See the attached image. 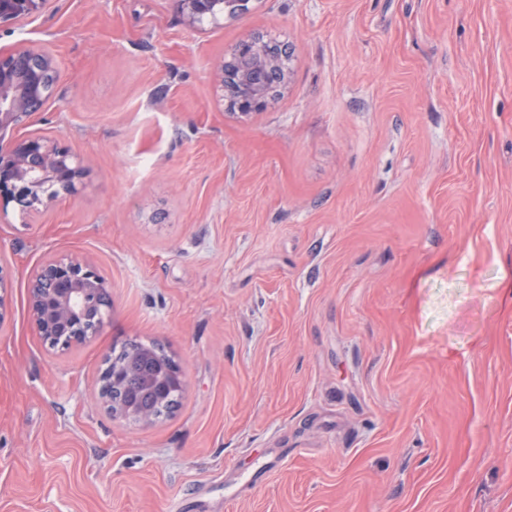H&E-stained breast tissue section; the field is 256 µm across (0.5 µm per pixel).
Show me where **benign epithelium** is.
Here are the masks:
<instances>
[{"instance_id":"benign-epithelium-1","label":"benign epithelium","mask_w":512,"mask_h":512,"mask_svg":"<svg viewBox=\"0 0 512 512\" xmlns=\"http://www.w3.org/2000/svg\"><path fill=\"white\" fill-rule=\"evenodd\" d=\"M53 0H0V23L26 22L49 7ZM188 26L224 15L221 0H177ZM289 55L278 59L267 53L258 36L241 39L219 65L217 77L227 107L242 116L268 109L285 86ZM59 79L57 64L46 50L19 46L0 51V216L13 206L22 213L40 212L59 197L76 195L84 184L85 170L72 151L42 135H13L9 130L25 125L54 94ZM28 304L40 335L52 341L69 336L81 323H94L91 335L105 327L112 297L96 267L71 255H56L33 270L28 282ZM137 361L123 367H106L100 396L136 378ZM144 393L166 387H185L182 375L172 370L154 371L141 383ZM112 417L147 425L151 417L143 406V393L128 402L113 404Z\"/></svg>"}]
</instances>
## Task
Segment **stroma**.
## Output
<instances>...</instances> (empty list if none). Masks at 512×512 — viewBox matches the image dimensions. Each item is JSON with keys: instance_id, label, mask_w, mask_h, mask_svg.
<instances>
[{"instance_id": "obj_1", "label": "stroma", "mask_w": 512, "mask_h": 512, "mask_svg": "<svg viewBox=\"0 0 512 512\" xmlns=\"http://www.w3.org/2000/svg\"><path fill=\"white\" fill-rule=\"evenodd\" d=\"M247 35L288 88L240 117ZM21 45L60 71L26 130L87 177L0 222V512H512V0H54ZM55 254L112 297L66 350L28 308ZM126 340L180 365L172 417L100 397ZM222 0H177L180 12L189 27H195L205 19L217 21L224 12H236V7L230 3H225L224 10ZM222 4V9L220 8ZM285 51L280 60L267 53L258 36L241 39L218 67L227 107L242 116L268 109L287 82V47Z\"/></svg>"}]
</instances>
